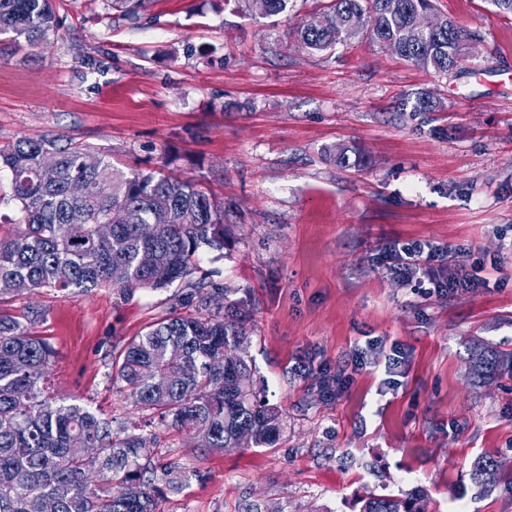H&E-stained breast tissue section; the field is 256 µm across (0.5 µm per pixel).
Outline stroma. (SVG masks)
Segmentation results:
<instances>
[{
    "label": "stroma",
    "instance_id": "1",
    "mask_svg": "<svg viewBox=\"0 0 512 512\" xmlns=\"http://www.w3.org/2000/svg\"><path fill=\"white\" fill-rule=\"evenodd\" d=\"M326 0L254 17L234 0H55L42 46L0 48V146L60 136L124 170L164 171L224 198L233 234L200 266L245 315L256 378L286 431L270 448L200 447L158 430L157 457L192 471L157 512L310 504L360 512L368 494H427L428 512H512V488H479L473 461L512 466V377L479 384L484 347L512 351V15L491 0H434L475 32L457 70L406 63L365 39L311 53L295 29ZM431 93L435 112L405 101ZM348 148L354 163L334 160ZM394 241L449 245L482 288L445 298L390 276ZM39 290L55 396L105 417L142 412L107 365L187 290ZM382 342L340 395L326 373Z\"/></svg>",
    "mask_w": 512,
    "mask_h": 512
}]
</instances>
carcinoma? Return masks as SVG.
<instances>
[{
    "label": "carcinoma",
    "instance_id": "1",
    "mask_svg": "<svg viewBox=\"0 0 512 512\" xmlns=\"http://www.w3.org/2000/svg\"><path fill=\"white\" fill-rule=\"evenodd\" d=\"M261 17L288 11L290 0H238ZM432 0H329L321 19L297 30L300 45L327 51L360 35L421 68L454 70L475 33L443 17L423 23ZM53 0H0V36L36 47L59 27ZM57 157L55 177L41 178L43 156ZM98 157L93 169L83 157ZM10 172L17 218L0 233V300L42 288L88 294L111 286L120 266L125 292L167 289L199 270L202 250L222 252L229 229L224 199L160 171L125 172L103 151L28 137L0 147ZM224 294L202 273L181 302L195 313L165 315L112 358L110 378L161 424L189 429L214 450L272 446L284 430L282 409L255 379L250 336ZM0 311V512H156L164 488L190 473L155 457V437L117 417L45 395L55 349ZM512 374V352L487 351L474 363L479 381ZM477 485L506 480L492 457L476 459ZM362 512H427L425 494H369Z\"/></svg>",
    "mask_w": 512,
    "mask_h": 512
}]
</instances>
